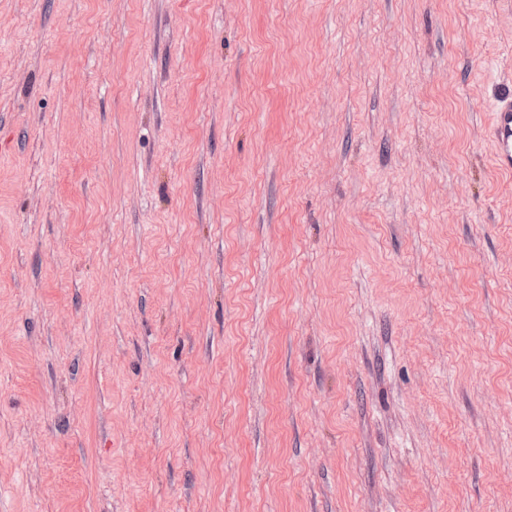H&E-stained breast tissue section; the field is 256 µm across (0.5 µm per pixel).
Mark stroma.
Instances as JSON below:
<instances>
[{"label": "stroma", "instance_id": "35a3bbf8", "mask_svg": "<svg viewBox=\"0 0 512 512\" xmlns=\"http://www.w3.org/2000/svg\"><path fill=\"white\" fill-rule=\"evenodd\" d=\"M506 0H0V512H512ZM487 133L494 145L495 164L512 175V80L499 83L488 107Z\"/></svg>", "mask_w": 512, "mask_h": 512}]
</instances>
